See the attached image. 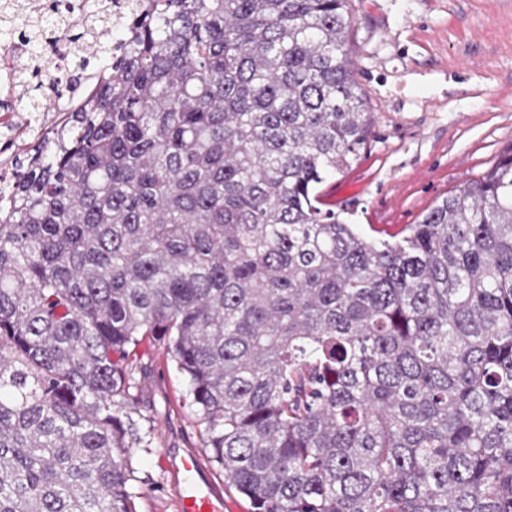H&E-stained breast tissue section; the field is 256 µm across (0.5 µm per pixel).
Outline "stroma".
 <instances>
[{
	"instance_id": "35a3bbf8",
	"label": "stroma",
	"mask_w": 512,
	"mask_h": 512,
	"mask_svg": "<svg viewBox=\"0 0 512 512\" xmlns=\"http://www.w3.org/2000/svg\"><path fill=\"white\" fill-rule=\"evenodd\" d=\"M349 49L372 129L320 187L362 230L395 233L512 154V0H351ZM136 512H176L164 448H196L233 512L246 502L203 446L204 426L165 347L129 359Z\"/></svg>"
}]
</instances>
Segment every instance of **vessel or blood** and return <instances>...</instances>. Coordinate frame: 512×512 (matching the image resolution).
Instances as JSON below:
<instances>
[{"label":"vessel or blood","mask_w":512,"mask_h":512,"mask_svg":"<svg viewBox=\"0 0 512 512\" xmlns=\"http://www.w3.org/2000/svg\"><path fill=\"white\" fill-rule=\"evenodd\" d=\"M174 485L177 512H227L229 505L210 480L200 455L185 451L175 465Z\"/></svg>","instance_id":"vessel-or-blood-1"}]
</instances>
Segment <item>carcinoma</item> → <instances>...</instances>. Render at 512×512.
I'll use <instances>...</instances> for the list:
<instances>
[{"instance_id": "obj_1", "label": "carcinoma", "mask_w": 512, "mask_h": 512, "mask_svg": "<svg viewBox=\"0 0 512 512\" xmlns=\"http://www.w3.org/2000/svg\"><path fill=\"white\" fill-rule=\"evenodd\" d=\"M67 2L0 3L27 111L80 94L0 210V512H135L146 339L250 512H512V155L373 238L317 196L371 133L348 0Z\"/></svg>"}]
</instances>
